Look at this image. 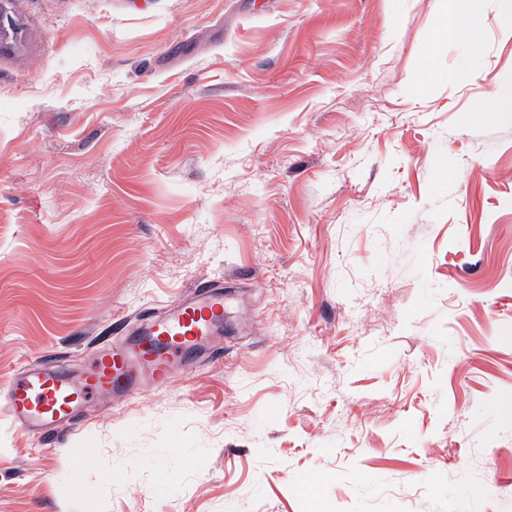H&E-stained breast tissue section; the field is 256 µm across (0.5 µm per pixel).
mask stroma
Returning a JSON list of instances; mask_svg holds the SVG:
<instances>
[{
    "label": "stroma",
    "mask_w": 512,
    "mask_h": 512,
    "mask_svg": "<svg viewBox=\"0 0 512 512\" xmlns=\"http://www.w3.org/2000/svg\"><path fill=\"white\" fill-rule=\"evenodd\" d=\"M447 8L7 0L0 512H512V19L474 0L471 76ZM207 280L225 355L11 424L15 370ZM448 11L430 24V34L434 42L454 41L464 44L471 51V69L483 75L480 59V30L467 22L471 10L470 0H449ZM492 92L489 99L477 107V112H485L488 110H495L502 112L505 104L512 105V86H502L495 80H491Z\"/></svg>",
    "instance_id": "stroma-1"
}]
</instances>
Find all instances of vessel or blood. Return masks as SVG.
<instances>
[{"mask_svg":"<svg viewBox=\"0 0 512 512\" xmlns=\"http://www.w3.org/2000/svg\"><path fill=\"white\" fill-rule=\"evenodd\" d=\"M224 316V286L214 281L160 312L129 314L122 319L130 327L127 337L97 351L79 373L47 362L20 368L7 390L8 415L44 437L74 424L100 397L129 396L169 383L213 354Z\"/></svg>","mask_w":512,"mask_h":512,"instance_id":"1","label":"vessel or blood"}]
</instances>
